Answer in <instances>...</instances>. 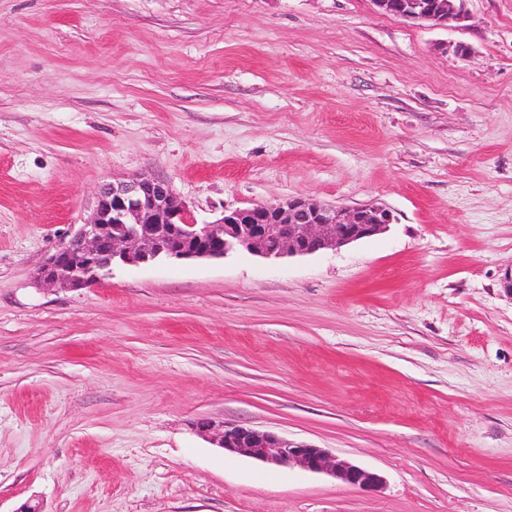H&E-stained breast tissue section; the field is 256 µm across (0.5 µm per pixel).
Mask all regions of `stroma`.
<instances>
[{"mask_svg": "<svg viewBox=\"0 0 512 512\" xmlns=\"http://www.w3.org/2000/svg\"><path fill=\"white\" fill-rule=\"evenodd\" d=\"M0 0V512H512V0ZM198 222L303 196L382 233L35 272L99 187ZM207 417L378 472L229 454ZM466 0H372L378 11L419 24L448 25L464 18Z\"/></svg>", "mask_w": 512, "mask_h": 512, "instance_id": "stroma-1", "label": "stroma"}]
</instances>
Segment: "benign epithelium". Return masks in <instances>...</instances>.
<instances>
[{
	"instance_id": "obj_1",
	"label": "benign epithelium",
	"mask_w": 512,
	"mask_h": 512,
	"mask_svg": "<svg viewBox=\"0 0 512 512\" xmlns=\"http://www.w3.org/2000/svg\"><path fill=\"white\" fill-rule=\"evenodd\" d=\"M372 2L384 14L421 25L464 18L465 0ZM393 220L382 206H335L294 196L278 204L226 210L221 219L199 224L168 181L142 174L102 185L93 218L46 258L36 278L79 289L98 282L117 262L223 259L243 251L266 259L309 255L377 235ZM195 429L231 454L326 473L363 491L383 485L380 474L305 442L209 418L198 419Z\"/></svg>"
}]
</instances>
